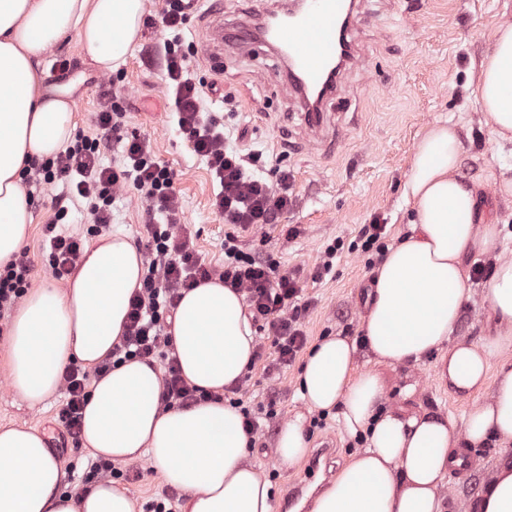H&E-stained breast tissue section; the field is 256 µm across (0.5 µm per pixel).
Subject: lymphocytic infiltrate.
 <instances>
[{
  "mask_svg": "<svg viewBox=\"0 0 512 512\" xmlns=\"http://www.w3.org/2000/svg\"><path fill=\"white\" fill-rule=\"evenodd\" d=\"M197 53L196 47H183L176 37L160 46L164 93L171 101L173 126L185 136L193 152L205 160L221 187L213 208L230 227L224 235L223 267L206 266L188 251L187 227L180 222L181 201L173 189L174 172L152 157L145 140L136 135L128 137L120 165H103V141L119 135L123 124L124 113L115 101H105L97 114L100 136L76 133L64 150L49 158L32 159L23 173L24 183L45 192L57 182H67L72 197L86 201L91 222L99 230L110 224L111 206L119 191L131 186L141 192L146 202L142 219L149 234L143 253V286L131 298L124 336L112 356L162 363V400L168 408L188 406L209 397L208 392L182 380L171 352L167 329L185 290L216 279L244 297L261 333L254 357L263 361L265 375L274 380L306 346L304 320L312 305L299 280L281 273L279 261L247 249L239 239V231L264 232L278 214L287 211L288 177L283 174L277 181H267L253 171L261 152L243 154L231 145L223 122L205 107L204 81L191 73V59ZM68 215V207L58 205L54 223L44 227L49 265L60 282L71 275L82 250L80 236L57 229L58 222ZM32 286L25 257L0 268V319ZM107 370L104 364L91 371L73 364L64 370L61 387L66 401L57 413V422L72 441L81 438L90 379Z\"/></svg>",
  "mask_w": 512,
  "mask_h": 512,
  "instance_id": "lymphocytic-infiltrate-1",
  "label": "lymphocytic infiltrate"
}]
</instances>
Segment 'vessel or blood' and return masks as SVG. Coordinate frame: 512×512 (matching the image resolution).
Wrapping results in <instances>:
<instances>
[{
  "mask_svg": "<svg viewBox=\"0 0 512 512\" xmlns=\"http://www.w3.org/2000/svg\"><path fill=\"white\" fill-rule=\"evenodd\" d=\"M272 15L277 24L265 40L254 29L228 27L223 18H215L206 58L223 60L228 46L251 54L264 47L273 50L284 66L288 94L298 103L305 132L325 140L335 125L334 99L341 76L358 60L351 37L361 20L358 0H307L299 12L288 2Z\"/></svg>",
  "mask_w": 512,
  "mask_h": 512,
  "instance_id": "b4317fda",
  "label": "vessel or blood"
}]
</instances>
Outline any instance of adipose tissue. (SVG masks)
Segmentation results:
<instances>
[{"label":"adipose tissue","mask_w":512,"mask_h":512,"mask_svg":"<svg viewBox=\"0 0 512 512\" xmlns=\"http://www.w3.org/2000/svg\"><path fill=\"white\" fill-rule=\"evenodd\" d=\"M143 12L144 0H0V266L19 255L29 235L23 171L32 158L63 150L76 129L70 102L44 87L42 57L73 37L84 58L112 71L137 40ZM467 91L496 143L512 144L511 23L495 27ZM461 153L459 133L448 124L430 126L416 142L401 190L412 211L409 231L374 270L360 322L365 347L329 336L301 368L305 409L279 429L278 464L291 469L303 460L314 411L335 412L344 435L363 440L312 512H450L449 472L489 442L501 453L463 509L512 512V261H494L483 337L455 339L471 293L465 260L491 251L500 235L487 221L480 183L458 175ZM142 280V255L125 236L108 233L84 249L65 288L46 282L31 289L0 339V360L21 399L41 404L70 362L94 368L109 361ZM170 334L182 377L214 400L164 408L160 364L126 360L92 382L85 448L114 463L148 460L182 493L181 512H276L269 483L248 460L241 413L219 399L254 359L243 296L217 280L200 283L184 292ZM362 349L372 361L366 369L357 363ZM434 352L449 390L462 397L485 391L488 400L460 421L383 410L380 366L416 363ZM64 476L37 430L0 428V512H135L129 491L109 481L60 495Z\"/></svg>","instance_id":"adipose-tissue-1"}]
</instances>
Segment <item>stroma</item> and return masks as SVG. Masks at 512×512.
Masks as SVG:
<instances>
[{"label":"stroma","mask_w":512,"mask_h":512,"mask_svg":"<svg viewBox=\"0 0 512 512\" xmlns=\"http://www.w3.org/2000/svg\"><path fill=\"white\" fill-rule=\"evenodd\" d=\"M165 0H145V16L152 25L142 27L140 37L124 63L112 70L110 79L84 60L77 43L68 39L49 50L40 67L49 73L50 85L68 91L75 103L77 128L96 132L95 114L101 95L112 91L125 112L124 134H138L154 155L175 173V188L181 198L182 221L188 224L189 248L204 263L219 266L224 261L222 217L212 209L219 187L203 159L169 123L168 101L163 92V73L150 54L168 36L160 19ZM243 0H199L196 12L182 30L184 43L204 46L208 40L207 13L220 12L226 23L253 22L244 13ZM367 22L356 31L361 48L359 62L345 74L334 100L341 112L335 140L322 145L302 134L291 120V105L280 64L269 53L250 59L225 51L223 66L209 65L204 56L192 61L195 78L216 84L208 105L226 127L237 132L242 151L259 149L265 166L262 175L276 179L278 170L288 172V194L292 207L265 235L244 234L246 247L268 254L280 263L282 273L297 277L313 306L305 320L309 342L326 336L359 337L361 318L372 286L369 256L358 247L364 225L380 221L386 226V245L399 242L408 231L409 214L401 204L402 183L410 167L413 148L434 123L450 122L458 128L463 145L459 174L463 180L483 183V205L490 223L499 225L501 236L489 255H471L467 267L490 268L495 257L512 259V201H503L494 181L501 167L512 165V145L502 147L492 140L478 107L468 99L466 84L472 62L489 47L493 28L512 23V0H365ZM71 62L68 72L55 69L57 59ZM232 91L233 109H225L223 91ZM145 203L134 188L120 192L112 206L111 231L122 232L131 244L147 237L141 215ZM31 212V234L22 248L34 284L50 279L48 258L42 249L41 228L54 216L50 196L36 194ZM295 226L291 237L283 225ZM342 241L331 272L323 279L312 274L328 244ZM456 335L471 341L482 336L487 300L485 282L471 285ZM437 355L418 363L383 367L388 395L385 408L404 412H441L461 416L471 410L474 399L450 393L437 377ZM299 364L287 367L277 384H270L261 365L250 368L252 399L263 400L275 390L278 416L265 426L249 459L271 482L278 503H285L289 482L301 479L303 468L283 469L275 457L280 425L302 409L297 393ZM417 382V391L404 396L406 383ZM64 400L55 392L38 406L23 402L10 386H0V426L24 425L42 433L65 471L61 492L83 485L91 452L62 437L55 421ZM310 449L333 441L329 472L337 474L354 450L335 415L324 427H308ZM497 458L493 446L472 454L466 480L450 481V495L464 501L489 475ZM117 483L126 487L137 503L160 493L163 483L147 462L120 465Z\"/></svg>","instance_id":"stroma-1"}]
</instances>
